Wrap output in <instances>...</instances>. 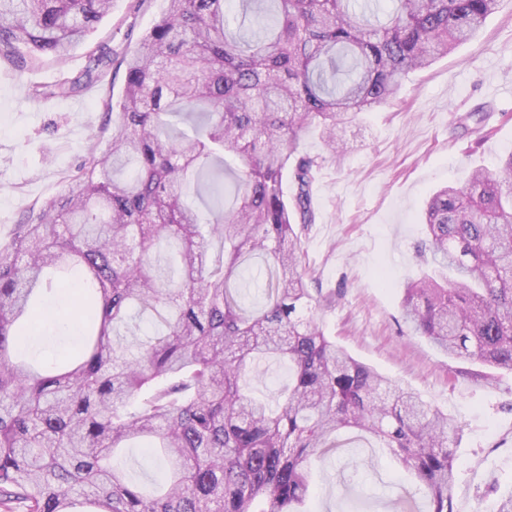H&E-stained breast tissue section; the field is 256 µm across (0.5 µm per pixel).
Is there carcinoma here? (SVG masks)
<instances>
[{"mask_svg":"<svg viewBox=\"0 0 512 512\" xmlns=\"http://www.w3.org/2000/svg\"><path fill=\"white\" fill-rule=\"evenodd\" d=\"M168 0L123 57L108 151L90 154L76 187L40 204L0 246V512H301L311 461L342 429L374 438L416 480L428 512H452L462 426L415 391L354 359L316 313L296 225L311 224L322 160L299 151L312 125L334 156L338 132L388 103L412 71L472 36L496 0ZM112 0H0V64L64 62ZM96 46L77 77L26 88L75 97L101 80ZM291 172L294 192L283 179ZM206 182L215 205L188 202ZM428 272L402 313L451 358L512 372V152L494 169L429 199ZM257 255L262 304L238 300ZM81 270L97 298L93 332L70 366L39 373L14 355L31 299L51 270ZM163 329L140 337L131 311ZM286 362L270 406L250 396L253 366ZM160 449L167 476L152 495L111 465L133 441Z\"/></svg>","mask_w":512,"mask_h":512,"instance_id":"1","label":"carcinoma"}]
</instances>
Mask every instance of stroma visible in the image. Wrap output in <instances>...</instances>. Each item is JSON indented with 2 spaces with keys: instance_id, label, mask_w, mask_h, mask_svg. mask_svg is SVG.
Segmentation results:
<instances>
[{
  "instance_id": "obj_1",
  "label": "stroma",
  "mask_w": 512,
  "mask_h": 512,
  "mask_svg": "<svg viewBox=\"0 0 512 512\" xmlns=\"http://www.w3.org/2000/svg\"><path fill=\"white\" fill-rule=\"evenodd\" d=\"M136 2L112 0L92 38L111 43L114 62L103 83L80 96L34 101L25 88L62 73L78 76L84 46L62 67L20 72L0 65V245L35 217L41 201L75 187L89 152L107 151L104 102L119 100L124 87L116 60L135 51L167 7L166 0H146L142 8ZM479 106L486 120H469ZM343 138L345 152L326 159L312 186L315 221L301 237L313 287L333 297L320 319L355 359L461 424L454 512H483L512 491V373L439 352L409 331L401 302L423 270L413 252L425 236L420 216L429 194L463 184L473 168H495L512 152V0H498L472 39L409 74L392 103L364 113ZM84 316L81 281L64 276L28 331L33 345L21 352L45 366L69 357ZM338 441L334 457L312 464L307 512H395L407 489L398 464L357 434ZM120 461L138 487L163 484L160 461L140 444L122 449Z\"/></svg>"
}]
</instances>
